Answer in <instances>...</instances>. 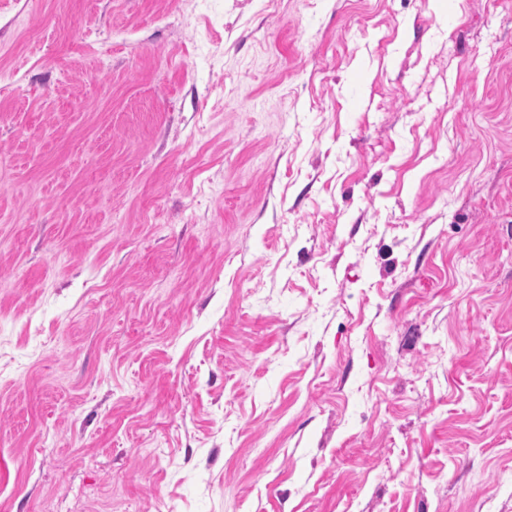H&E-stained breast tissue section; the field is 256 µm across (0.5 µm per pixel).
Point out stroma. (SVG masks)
Here are the masks:
<instances>
[{
  "label": "stroma",
  "mask_w": 512,
  "mask_h": 512,
  "mask_svg": "<svg viewBox=\"0 0 512 512\" xmlns=\"http://www.w3.org/2000/svg\"><path fill=\"white\" fill-rule=\"evenodd\" d=\"M0 512H512V0H0Z\"/></svg>",
  "instance_id": "stroma-1"
}]
</instances>
